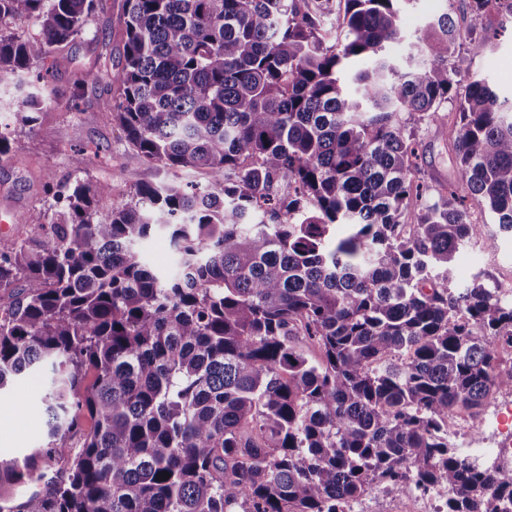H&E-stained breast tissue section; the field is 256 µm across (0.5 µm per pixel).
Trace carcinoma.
Instances as JSON below:
<instances>
[{
	"label": "carcinoma",
	"instance_id": "carcinoma-1",
	"mask_svg": "<svg viewBox=\"0 0 512 512\" xmlns=\"http://www.w3.org/2000/svg\"><path fill=\"white\" fill-rule=\"evenodd\" d=\"M125 0L112 115L147 161L218 181L139 185L107 216L105 185L78 183L49 229L0 252V397L37 372L49 442L0 461V492L66 467L22 512H345L385 486L448 490L446 512H512V472L482 469L449 441L512 389V294L474 276L454 292L460 249L493 250L467 197L415 179L402 114L438 118L469 194L512 235V106L483 80L457 97L471 56L454 0L428 26L431 58L400 71L402 0ZM96 0H0V73L80 38ZM476 15L512 0H468ZM41 31L21 40L8 21ZM352 61L354 94L340 81ZM38 86L0 123L31 126ZM414 207L413 224L403 221ZM164 231L178 271L141 244ZM319 347L310 362L298 349ZM95 372L81 387L85 371ZM94 421L81 447L74 412ZM170 474L167 480L157 475Z\"/></svg>",
	"mask_w": 512,
	"mask_h": 512
}]
</instances>
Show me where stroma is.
<instances>
[{
    "instance_id": "35a3bbf8",
    "label": "stroma",
    "mask_w": 512,
    "mask_h": 512,
    "mask_svg": "<svg viewBox=\"0 0 512 512\" xmlns=\"http://www.w3.org/2000/svg\"><path fill=\"white\" fill-rule=\"evenodd\" d=\"M123 0H97L96 10L88 17L81 38L57 60H45L36 67L44 77L46 101L41 116L32 127L17 131L12 151L0 161V251L13 249L17 242L35 236L42 225L50 223L54 211L52 190L65 189L75 182L106 183L112 194L100 198V214H108L116 199H130L137 185L166 179L167 174L143 159L126 141L122 130L101 112L111 92L101 72L121 63L120 16ZM452 11L459 29L486 26L502 28L503 36L494 45L474 55L470 76L487 81L497 90L500 100L512 104V17L491 10L473 16L464 0H410L402 12L403 41L390 54L399 65L407 57L419 54L420 38L427 22L445 11ZM82 81L83 94L72 99L71 88ZM440 122L455 125L458 120L455 101L440 110ZM440 122L409 120L419 143L418 176L438 190L461 185V175L453 166L452 143L440 134ZM82 154V168L72 159ZM471 217L484 234H497L493 250L467 247L454 256L457 286L469 284L474 275H483L501 283L512 279V238L498 235L491 214L476 200H469ZM24 223H16V216ZM44 386L40 376L26 378L19 389L0 398V460L23 459L46 445L45 418L35 416Z\"/></svg>"
}]
</instances>
